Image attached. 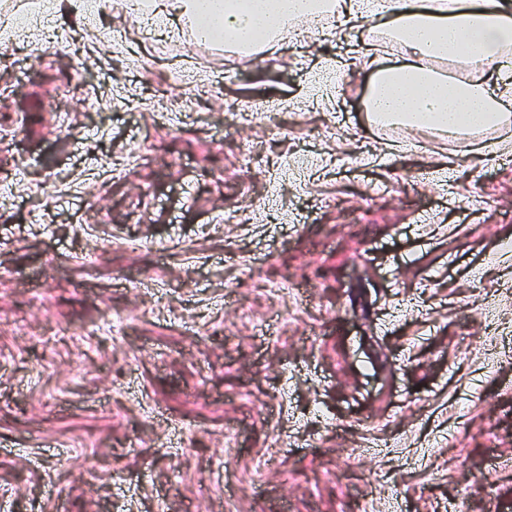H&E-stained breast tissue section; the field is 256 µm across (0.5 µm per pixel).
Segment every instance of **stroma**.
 <instances>
[{
	"instance_id": "stroma-1",
	"label": "stroma",
	"mask_w": 512,
	"mask_h": 512,
	"mask_svg": "<svg viewBox=\"0 0 512 512\" xmlns=\"http://www.w3.org/2000/svg\"><path fill=\"white\" fill-rule=\"evenodd\" d=\"M28 2L0 512H512V151L368 125L359 18L261 59L99 0L34 56Z\"/></svg>"
}]
</instances>
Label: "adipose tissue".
<instances>
[{"label": "adipose tissue", "instance_id": "adipose-tissue-1", "mask_svg": "<svg viewBox=\"0 0 512 512\" xmlns=\"http://www.w3.org/2000/svg\"><path fill=\"white\" fill-rule=\"evenodd\" d=\"M137 14L189 20L194 36L266 52L289 23L365 18L369 40L405 61L376 69L373 125L397 124L479 153L476 131L512 127V0H133Z\"/></svg>", "mask_w": 512, "mask_h": 512}]
</instances>
